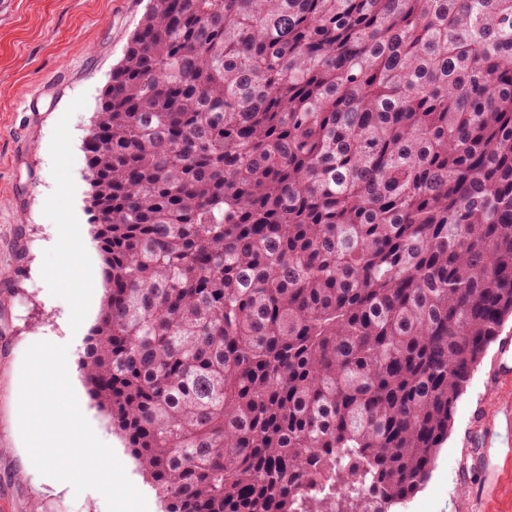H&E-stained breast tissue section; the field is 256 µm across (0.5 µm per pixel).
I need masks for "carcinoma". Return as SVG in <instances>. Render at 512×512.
<instances>
[{"label":"carcinoma","mask_w":512,"mask_h":512,"mask_svg":"<svg viewBox=\"0 0 512 512\" xmlns=\"http://www.w3.org/2000/svg\"><path fill=\"white\" fill-rule=\"evenodd\" d=\"M79 364L164 512H388L512 317V0H149L83 141Z\"/></svg>","instance_id":"cac0c4a2"}]
</instances>
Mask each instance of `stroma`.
Here are the masks:
<instances>
[{
  "label": "stroma",
  "instance_id": "obj_1",
  "mask_svg": "<svg viewBox=\"0 0 512 512\" xmlns=\"http://www.w3.org/2000/svg\"><path fill=\"white\" fill-rule=\"evenodd\" d=\"M147 0H0V512H107L103 495L24 465L18 401L21 365L37 342L71 332L77 368L91 330L75 309L86 286L65 252L78 244L68 225L94 237L82 149L113 67L122 59ZM68 328H61V319ZM491 344L458 399L451 429L428 481L390 512H512V457L482 471L479 426L512 405V376L497 378ZM78 403L92 427L111 433L114 453L148 512H163L109 417L87 387Z\"/></svg>",
  "mask_w": 512,
  "mask_h": 512
}]
</instances>
